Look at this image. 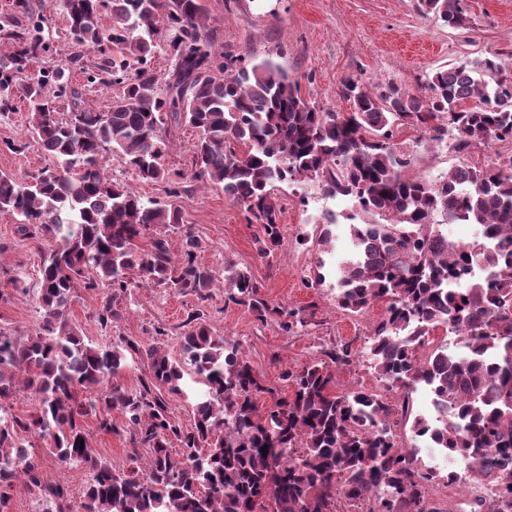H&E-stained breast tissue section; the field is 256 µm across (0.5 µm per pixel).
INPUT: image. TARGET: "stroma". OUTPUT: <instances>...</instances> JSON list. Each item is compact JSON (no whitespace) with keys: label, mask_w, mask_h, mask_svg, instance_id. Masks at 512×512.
Masks as SVG:
<instances>
[{"label":"stroma","mask_w":512,"mask_h":512,"mask_svg":"<svg viewBox=\"0 0 512 512\" xmlns=\"http://www.w3.org/2000/svg\"><path fill=\"white\" fill-rule=\"evenodd\" d=\"M47 20L44 31L52 53L50 64L69 73L72 85L82 91L85 101L104 108L116 93L115 87L87 83L84 68L95 62L85 54L82 65L71 57L75 51L63 17L61 0H33ZM204 25L216 34L215 49L242 58L246 63L268 58L277 63L297 85L300 95L327 112H346L348 101L339 94L344 78L353 76L372 83L395 80L413 92H420L428 75L459 59L496 57L502 72L512 75V0H467L471 25L450 28L422 17L416 0H204ZM25 103L16 111L0 114V174L18 177L49 167L51 159L32 142L26 124ZM197 129L171 125V147L165 165L185 173L178 196H170L166 182H146L114 153L107 156L112 178L126 183L141 196L160 201L172 200L183 216L182 224L152 225L141 248H149L153 238L167 240L172 254H180L186 234L200 242L197 261L221 271L233 263L249 273L260 293L271 304L295 309L305 325L293 333L282 331L277 317L259 321L250 309L226 301L223 280H216L208 300L179 295L147 284L128 288L113 304L117 313L111 327L96 320L102 303V290H78L70 308L69 320L86 340L107 345L120 336H133L150 342L155 328H165L167 347L177 351L182 324L189 314H200L213 335L238 344L241 356L261 375L267 390L258 394V407L275 398L290 396L292 383L283 381L282 370H301L322 360L325 350L346 345L351 361L334 365L332 391L344 394L347 388L376 383L369 366L365 343L370 325L379 319L384 307L377 304L361 316L337 307L336 281L326 275L322 285L308 288L304 281L317 274L318 262L334 266L345 253L349 241L346 222L331 225V241L319 244V216L342 211L344 203L314 193L303 184L281 185L274 191L282 206L284 225L281 246L270 256L259 257L255 239L259 225L249 223L243 210L226 198L221 186L191 179L193 148ZM421 133L401 128L395 142L416 145L412 176L428 181L457 163V156L420 141ZM21 144V151L9 150V143ZM18 218L0 212V331L19 336L39 332L41 315L37 305L40 253L35 241L17 233ZM24 277L13 286L14 274ZM85 430L92 448L115 468L130 466L127 435L101 431L95 418H87ZM44 477L63 482L72 502H80L91 479L85 466H67L45 447L34 441L30 450Z\"/></svg>","instance_id":"obj_1"}]
</instances>
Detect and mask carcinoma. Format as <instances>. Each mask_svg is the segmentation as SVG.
Listing matches in <instances>:
<instances>
[{
    "label": "carcinoma",
    "instance_id": "cac0c4a2",
    "mask_svg": "<svg viewBox=\"0 0 512 512\" xmlns=\"http://www.w3.org/2000/svg\"><path fill=\"white\" fill-rule=\"evenodd\" d=\"M418 6L451 28L469 22L466 0ZM11 9L28 23L0 25L13 45L0 55V113L13 111L20 94L29 135L55 164L23 179L0 175V211L18 216L25 238L42 246L40 332L22 339L0 331V512H9L21 484L38 490L43 512H74L66 485L36 472L33 438L61 464L91 471L79 512H253L257 500L270 512H339L342 500L360 512H442L426 493L445 476L395 439L384 402L363 391L331 392L330 364L350 361L349 346L299 374L284 371L292 395L260 412L253 395L266 391L261 376L198 315L183 323L178 359L163 330L149 345L119 336L94 346L70 324L78 288L109 290L96 315L103 327L112 324V300L136 277L209 297L215 276L197 263L195 236L185 235L177 261L162 238L139 246L151 225L181 223L177 207L141 197L103 169L111 150L143 181L184 178L164 165L170 119L200 132L191 178L223 185L260 226L261 256L283 238L282 209L271 198L276 184H311L348 202L352 249L334 272L336 305L358 313L384 302L368 333L371 368L390 385H428L448 407L438 446L466 458L474 482L492 486L490 497L476 496L459 512L512 506V157L455 164L421 181L407 174L413 155L392 144L402 127L456 153L511 140L512 77L495 60L439 69L422 94L391 79L370 85L349 77L340 93L350 112H324L272 60L239 67L218 55L202 0H63L79 48L73 61L85 49L94 53L104 82L119 86L99 110L47 63L50 44L29 0H12ZM161 47L173 58L166 80L150 64ZM34 64L38 74L25 75ZM450 224L476 232L451 243L442 230ZM224 284L228 301L260 319L278 315L285 332L304 325L295 310L271 306L233 264L224 266ZM444 326L461 331L468 352L437 346L420 357ZM138 361L149 378L129 390L116 377ZM23 394L33 396L34 413L5 409ZM172 396L194 401L192 425L174 419ZM400 409L402 418L412 415L409 394ZM114 410L125 427L114 424ZM91 415L104 431L128 434L131 467L117 470L96 455L83 428ZM427 426V417L414 416V435ZM140 448L150 451L143 468Z\"/></svg>",
    "mask_w": 512,
    "mask_h": 512
}]
</instances>
